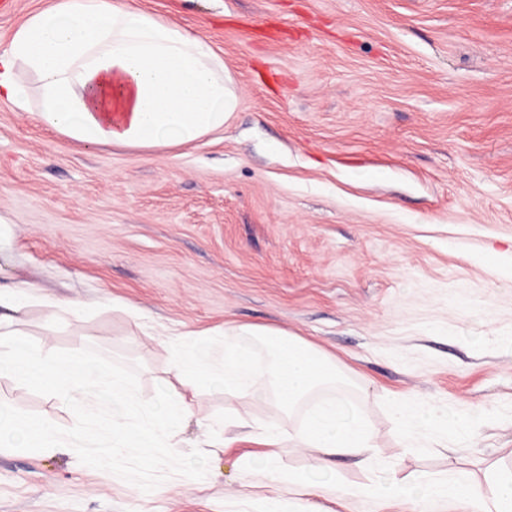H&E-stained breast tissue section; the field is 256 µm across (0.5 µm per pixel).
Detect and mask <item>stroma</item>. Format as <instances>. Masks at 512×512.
I'll return each instance as SVG.
<instances>
[{"label":"stroma","mask_w":512,"mask_h":512,"mask_svg":"<svg viewBox=\"0 0 512 512\" xmlns=\"http://www.w3.org/2000/svg\"><path fill=\"white\" fill-rule=\"evenodd\" d=\"M224 59L222 130L151 152L88 146L0 103V284L36 285L18 326L42 351L93 346L139 365L142 397L180 388L170 330L272 327L354 382L376 461L407 484L512 468V0H140ZM0 402L68 428L59 398L0 380ZM481 421L451 436L397 407ZM238 419L201 480L150 493L68 447L0 449V512H468L403 497H290L242 457L240 423L298 427L264 388L198 391ZM402 412L404 414L402 429L404 439H409L412 436L413 428L419 426L421 422H425L428 426L434 425L437 429H440L443 423L437 412L425 405L404 406Z\"/></svg>","instance_id":"1"}]
</instances>
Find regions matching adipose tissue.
I'll return each instance as SVG.
<instances>
[{
    "instance_id": "ef3b65f1",
    "label": "adipose tissue",
    "mask_w": 512,
    "mask_h": 512,
    "mask_svg": "<svg viewBox=\"0 0 512 512\" xmlns=\"http://www.w3.org/2000/svg\"><path fill=\"white\" fill-rule=\"evenodd\" d=\"M37 83V116L50 130L89 145L152 150L222 129L237 105L223 58L200 35L143 9L138 0H56L30 14L0 52V102L27 110V78ZM34 285L0 286V379L33 383L45 362L14 328L39 302ZM403 437L419 424L473 428L475 416L441 421L424 405L403 407ZM433 501L467 500L475 512H512V471L486 483L461 474L417 479Z\"/></svg>"
}]
</instances>
